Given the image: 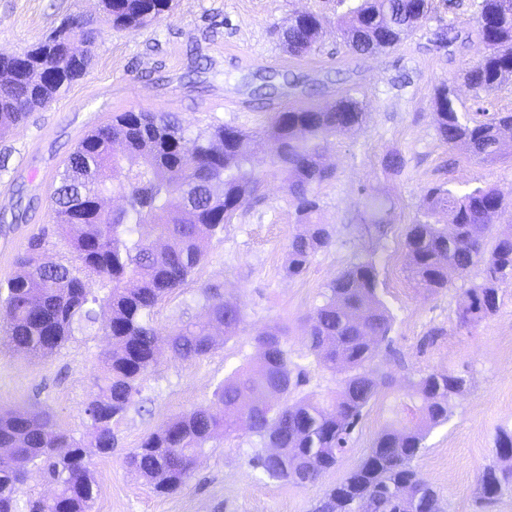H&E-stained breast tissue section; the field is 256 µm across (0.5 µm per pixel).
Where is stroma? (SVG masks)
Returning a JSON list of instances; mask_svg holds the SVG:
<instances>
[{
  "label": "stroma",
  "instance_id": "35a3bbf8",
  "mask_svg": "<svg viewBox=\"0 0 512 512\" xmlns=\"http://www.w3.org/2000/svg\"><path fill=\"white\" fill-rule=\"evenodd\" d=\"M477 2L432 0L428 19L411 37L393 49L360 55L342 43L333 0H176L173 11L135 32L106 25L101 0H0V53L21 52L76 15L96 30L85 74L0 142L6 158L0 168L2 282L17 273L29 238L50 226V195L64 160L113 113L174 112L194 131L221 123L257 131L270 123L273 111L353 93L368 114L363 131L336 137L326 147L335 174L317 193L334 240L301 276L285 272L297 226L281 180L271 179L262 201L243 208L187 283L156 306L154 324L168 331L199 316V288L218 284L242 305L246 326L199 359L160 354L117 425V448L90 458L98 485L94 512H311L385 427L409 420L401 407L407 377L434 370L469 372L472 388L457 399L448 422L428 433L416 466L439 490L446 512H512V496L484 509L475 497L479 473L495 460L497 431L512 430V280L501 286L496 314L467 332L457 326V306L464 290L480 281L481 267L451 274L447 290L427 296L413 288L403 249L406 227L418 219L419 198L428 187L491 186L512 199V154L480 162L448 147L432 119L431 93L445 80L454 81L457 106L466 114L512 111V81L485 93L460 78L484 53L472 23ZM306 10L325 20L318 45L308 54L289 55L275 30ZM443 25L461 31L465 45L436 50L434 34ZM391 152L404 159L400 173L382 166ZM367 188L395 203L378 241L355 229ZM372 249L384 257L381 288L395 316L391 336L399 356L375 362L383 381L336 468L303 487L268 479L248 464L261 449L248 434L211 441L192 477L170 495L156 494L127 468L126 453L146 434L208 404L217 383L257 356L255 336L263 329H280L294 361L306 368L303 392L336 389V377L312 367L306 356L307 320L326 285ZM103 346V338L79 335L57 355L37 360L0 344V407L37 404L61 431L81 435Z\"/></svg>",
  "mask_w": 512,
  "mask_h": 512
}]
</instances>
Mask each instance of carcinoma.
<instances>
[{"label": "carcinoma", "mask_w": 512, "mask_h": 512, "mask_svg": "<svg viewBox=\"0 0 512 512\" xmlns=\"http://www.w3.org/2000/svg\"><path fill=\"white\" fill-rule=\"evenodd\" d=\"M103 5L112 28L134 32L171 11L173 0H105ZM430 12L431 0H358L336 25L352 52L372 54L399 44ZM472 22L486 53L464 78L472 88L489 92L512 77V0H479ZM68 26L87 45L94 43L95 31L82 17ZM321 27L318 14L297 12L278 39L288 53L305 54ZM55 41L53 34L20 53L0 54L1 137L85 73L87 55L60 63L55 76L45 73ZM449 89L442 82L432 93L433 120L448 146L462 147L482 162L496 161L506 146L512 149V112L485 121L466 117ZM367 118L350 93L324 106L276 112L254 133L222 124L193 131L170 112L128 111L77 143L57 175L53 232L68 241L74 261L102 288L92 292L73 266L39 257L48 236L44 228L19 258V272L0 284V311L6 313L0 331L11 347L42 360L98 323L106 339L101 373L79 439L59 431L34 403L0 410V448L10 449L9 457L0 458V512H20L19 494L30 467L41 470L54 491L29 502L28 512H92L96 481L88 459L116 448L114 425L140 394L161 347L195 359L244 330L241 305L224 297L216 284L200 288L201 315L175 325L166 336L153 322L157 304L185 284L213 240L223 237L224 227L256 197L265 178L277 174L286 177L298 226L286 272L297 277L306 271L333 241L316 192L332 176L322 146L338 134L361 131ZM274 143L278 150L268 155L261 174L255 158ZM109 195L123 205L105 207ZM509 208L512 202L490 186L468 192L432 186L420 197V218L407 227L405 260L417 290L448 287L450 267L464 274L483 265L481 281L463 292L457 311L461 329L492 316L501 284L512 279V225H500ZM391 209L389 197L367 190L357 224L381 238ZM145 226L154 238L142 234ZM379 268L378 250L362 256L327 285L322 304L308 319V355L316 369L342 375L336 390L294 395L305 382V370L294 362L280 330L262 331L256 335L259 360L228 375L210 404L145 436L126 454L128 468L157 494L170 495L191 477L209 441L242 433L258 437L267 448L250 464L272 480L307 486L335 468L376 394L372 364L383 354L396 355L390 339L394 315L379 293ZM470 389L471 381L454 371L410 378L405 392L414 400L416 423L384 429L312 512H445L439 492L414 460L428 432L448 422L456 399ZM494 450L497 463L482 470L476 488L487 505L512 496V431H498Z\"/></svg>", "instance_id": "cac0c4a2"}]
</instances>
